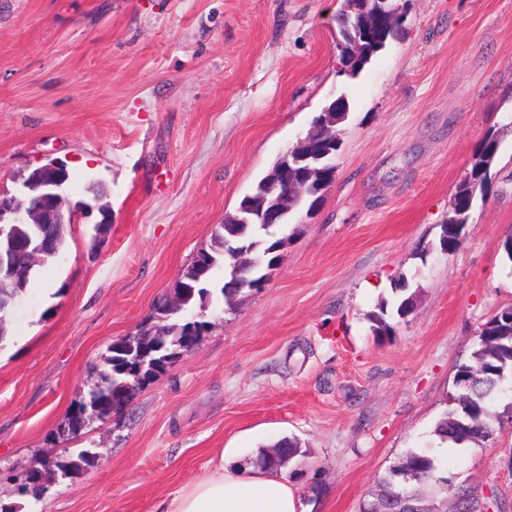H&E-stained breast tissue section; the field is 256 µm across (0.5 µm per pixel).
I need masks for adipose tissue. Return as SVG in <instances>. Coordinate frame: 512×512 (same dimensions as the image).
Instances as JSON below:
<instances>
[{"mask_svg":"<svg viewBox=\"0 0 512 512\" xmlns=\"http://www.w3.org/2000/svg\"><path fill=\"white\" fill-rule=\"evenodd\" d=\"M238 449H222L221 464L205 479L162 502L160 512H300L298 496L276 472L231 470Z\"/></svg>","mask_w":512,"mask_h":512,"instance_id":"1","label":"adipose tissue"}]
</instances>
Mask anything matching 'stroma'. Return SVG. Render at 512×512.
I'll use <instances>...</instances> for the list:
<instances>
[{
	"label": "stroma",
	"instance_id": "35a3bbf8",
	"mask_svg": "<svg viewBox=\"0 0 512 512\" xmlns=\"http://www.w3.org/2000/svg\"><path fill=\"white\" fill-rule=\"evenodd\" d=\"M406 35L354 79L336 53L337 0H0V193L51 161L67 225L0 345V501L19 512H156L214 470L280 438L307 512H359L407 452L444 459L438 496L467 490L512 512V397L492 436H434L477 330L512 306V0H394ZM348 117L336 173L265 288L208 313L198 347L77 437L58 429L112 341L173 292L226 215L336 99ZM501 142L462 243L438 248L448 203L486 134ZM112 224L96 235L100 210ZM406 282L391 335L367 319ZM90 448L84 471L21 491L39 458Z\"/></svg>",
	"mask_w": 512,
	"mask_h": 512
}]
</instances>
